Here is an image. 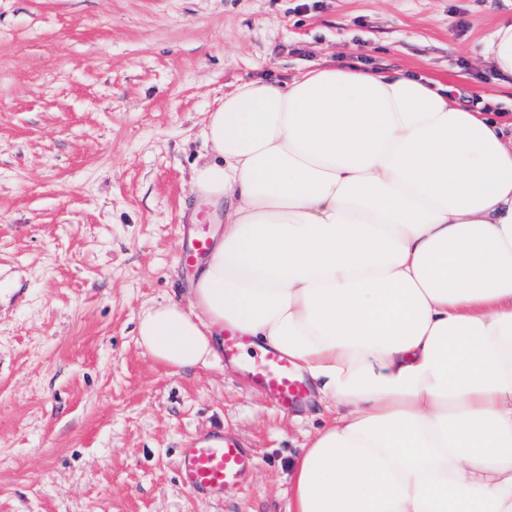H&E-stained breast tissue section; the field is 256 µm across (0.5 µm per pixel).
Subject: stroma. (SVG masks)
Here are the masks:
<instances>
[{
    "mask_svg": "<svg viewBox=\"0 0 512 512\" xmlns=\"http://www.w3.org/2000/svg\"><path fill=\"white\" fill-rule=\"evenodd\" d=\"M502 22L512 0H0V512H288L325 402L281 412L231 361L178 373L137 342L146 307L189 299L190 229L224 225L190 189L206 114L331 62L508 124L482 54ZM219 428L256 465L205 499L178 460Z\"/></svg>",
    "mask_w": 512,
    "mask_h": 512,
    "instance_id": "obj_1",
    "label": "stroma"
}]
</instances>
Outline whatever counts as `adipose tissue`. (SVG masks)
<instances>
[{
    "label": "adipose tissue",
    "mask_w": 512,
    "mask_h": 512,
    "mask_svg": "<svg viewBox=\"0 0 512 512\" xmlns=\"http://www.w3.org/2000/svg\"><path fill=\"white\" fill-rule=\"evenodd\" d=\"M198 198L226 204L189 306L137 336L185 370L251 336L336 416L289 512H512V141L412 72L314 68L209 112Z\"/></svg>",
    "instance_id": "adipose-tissue-1"
}]
</instances>
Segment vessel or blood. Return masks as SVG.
<instances>
[{"label": "vessel or blood", "instance_id": "vessel-or-blood-1", "mask_svg": "<svg viewBox=\"0 0 512 512\" xmlns=\"http://www.w3.org/2000/svg\"><path fill=\"white\" fill-rule=\"evenodd\" d=\"M245 337L224 335V356L241 359L252 384L280 409L297 405L306 386L287 357L276 353H255L243 357ZM255 465L253 453L235 437L222 433L196 439L183 449L179 476L196 494L220 498L241 485Z\"/></svg>", "mask_w": 512, "mask_h": 512}]
</instances>
